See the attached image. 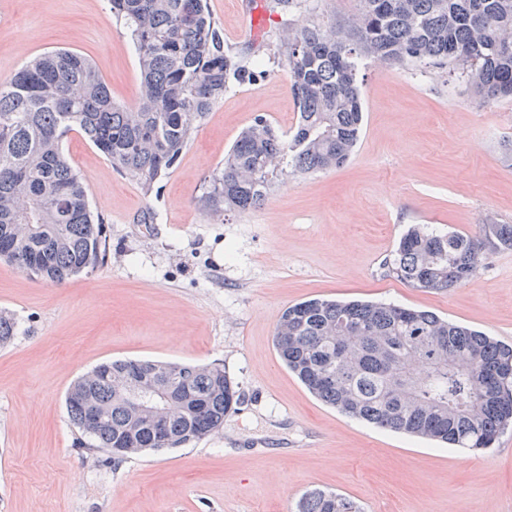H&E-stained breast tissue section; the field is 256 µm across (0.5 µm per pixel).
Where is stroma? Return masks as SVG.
I'll list each match as a JSON object with an SVG mask.
<instances>
[{"instance_id":"stroma-1","label":"stroma","mask_w":512,"mask_h":512,"mask_svg":"<svg viewBox=\"0 0 512 512\" xmlns=\"http://www.w3.org/2000/svg\"><path fill=\"white\" fill-rule=\"evenodd\" d=\"M208 0L233 53L264 74L232 84L145 195L78 131L63 150L111 255L54 285L0 262V512H293L308 491L362 512H512V430L471 452L378 429L313 397L273 345L282 311L321 297L426 309L512 343V250L493 251L468 284L425 291L387 275L402 232L512 224V98L486 104L457 73L366 59L364 123L339 168L288 174L263 204L212 219L205 179L254 118L293 130L298 107L280 37L288 25L353 19L357 0ZM55 48L88 58L114 100L135 104L134 46L108 0H0V83ZM115 359L220 363L240 401L219 432L113 461L83 448L66 412L74 382Z\"/></svg>"}]
</instances>
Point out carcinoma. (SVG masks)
Listing matches in <instances>:
<instances>
[{"mask_svg":"<svg viewBox=\"0 0 512 512\" xmlns=\"http://www.w3.org/2000/svg\"><path fill=\"white\" fill-rule=\"evenodd\" d=\"M347 26L312 23L282 35L299 110L288 136L257 117L207 181L199 202L211 214L260 205L285 169L343 165L360 137L358 60L450 66L490 103L512 97V0H358ZM136 47L133 106L112 99L89 59L46 52L0 83V261L62 284L103 265L108 227L90 209L62 151L83 134L144 194L160 182L229 82L261 75L224 48L208 0H109ZM512 247V224L478 236L410 226L387 274L413 288L444 291L470 282L489 251ZM279 357L306 388L342 413L380 428L455 448H490L512 427V345L430 311L392 303L311 299L288 307L275 328ZM136 378L172 397L167 412L137 417L121 396ZM239 400L219 363H104L70 389L72 423L92 452L122 458L177 448L218 432ZM297 512H360L351 500L314 490Z\"/></svg>","mask_w":512,"mask_h":512,"instance_id":"cac0c4a2","label":"carcinoma"}]
</instances>
